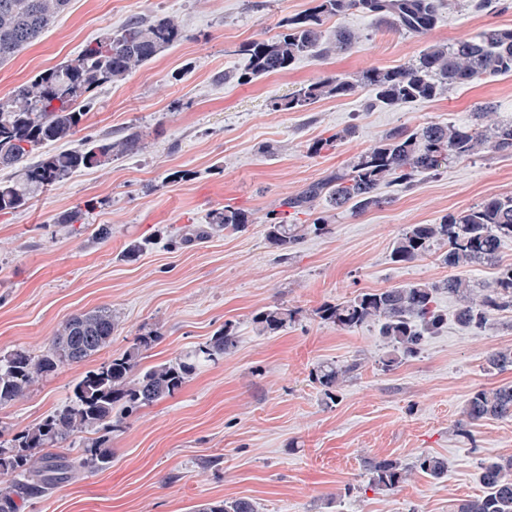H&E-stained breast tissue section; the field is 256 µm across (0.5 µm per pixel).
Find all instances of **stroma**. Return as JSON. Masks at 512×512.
Wrapping results in <instances>:
<instances>
[{"instance_id":"35a3bbf8","label":"stroma","mask_w":512,"mask_h":512,"mask_svg":"<svg viewBox=\"0 0 512 512\" xmlns=\"http://www.w3.org/2000/svg\"><path fill=\"white\" fill-rule=\"evenodd\" d=\"M314 0H71L32 45L0 55V98L39 71L75 57L91 40L134 15H170L187 38L125 81L92 95L79 146L89 137L139 128L142 152L74 174L35 196L22 211L0 215V352L39 355L71 315L115 309L120 325L112 352L155 330L153 365L204 343L224 322L237 328V349L200 366L174 396L141 409L112 435V465L79 476L19 512H191L193 505L247 498L256 512H455L482 495L481 467L512 456V417L489 419L473 439L456 433L468 399L483 387L512 384V370L488 372L489 351L512 347V314L480 333L449 322L427 337L420 354L382 372L386 346L375 327L343 331L315 314L326 302L415 281L447 278L428 256L390 259L393 241L411 224H431L491 196H512V153L449 165L419 176L413 189L388 188L390 204L360 216L337 214L331 234L307 238L279 257L264 237L267 212L342 167L397 126L464 124L474 107L492 102L512 116V76L487 77L435 100L398 108L369 107V89L327 98L300 112L271 110V99L313 79L404 66L426 46L453 43L491 26H512V7L474 11L454 0L448 17L423 36L380 27L360 13L324 23L353 31L350 52L304 58L283 74L248 84L218 81L243 69L234 49L272 39L283 17L304 14ZM334 149L310 144L338 131ZM91 203L85 223L58 224ZM248 212L244 232L176 246L171 235L204 224L224 205ZM109 240L96 238L100 225ZM145 241L141 256L123 257ZM301 309L299 323L272 336L252 317L266 306ZM358 361L361 368L335 404L309 380L318 362ZM89 363L60 366L25 398L0 409V438L40 422L63 405ZM448 461L432 480L411 473L394 492L372 489L366 464L393 458L411 465L420 452ZM220 465H212V458Z\"/></svg>"}]
</instances>
